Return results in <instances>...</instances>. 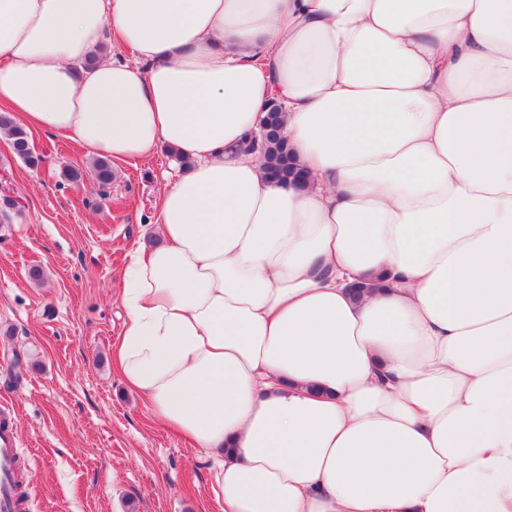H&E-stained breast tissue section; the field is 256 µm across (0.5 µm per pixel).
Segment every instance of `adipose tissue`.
Returning a JSON list of instances; mask_svg holds the SVG:
<instances>
[{"mask_svg": "<svg viewBox=\"0 0 512 512\" xmlns=\"http://www.w3.org/2000/svg\"><path fill=\"white\" fill-rule=\"evenodd\" d=\"M0 108L192 159L114 356L223 512H512V0H0ZM269 126L271 130L265 138H261L258 144L255 139L248 137L242 145L246 152L259 150L262 157L263 169L272 179L279 182H288L299 176V171L295 166L288 140L282 132L283 119L281 107L272 104L265 111L260 119V127Z\"/></svg>", "mask_w": 512, "mask_h": 512, "instance_id": "obj_1", "label": "adipose tissue"}]
</instances>
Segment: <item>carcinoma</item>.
I'll return each instance as SVG.
<instances>
[{
	"label": "carcinoma",
	"mask_w": 512,
	"mask_h": 512,
	"mask_svg": "<svg viewBox=\"0 0 512 512\" xmlns=\"http://www.w3.org/2000/svg\"><path fill=\"white\" fill-rule=\"evenodd\" d=\"M260 126H269L271 130L266 137L258 142L251 137L247 138L242 145L243 150L246 152L260 151L263 169L271 178L279 182L296 179L299 176V171L295 166L288 140L282 132L281 107L277 104L269 106L260 119ZM0 132L9 137L13 152L19 158L30 165L41 161V158L32 151L27 131L18 125L7 112L0 113ZM64 178L77 185L89 178L103 188L112 183V164L107 158H98L86 171L77 168L65 170Z\"/></svg>",
	"instance_id": "carcinoma-1"
}]
</instances>
